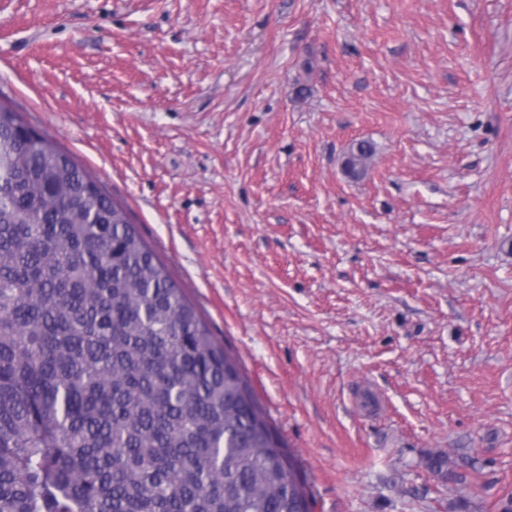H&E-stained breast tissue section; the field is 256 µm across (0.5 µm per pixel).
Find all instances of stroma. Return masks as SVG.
<instances>
[{
  "label": "stroma",
  "instance_id": "stroma-1",
  "mask_svg": "<svg viewBox=\"0 0 512 512\" xmlns=\"http://www.w3.org/2000/svg\"><path fill=\"white\" fill-rule=\"evenodd\" d=\"M0 101L128 208L314 512H501L512 0H0ZM373 153L372 145L367 141H358L353 145L345 159V170L353 178L365 175L367 160Z\"/></svg>",
  "mask_w": 512,
  "mask_h": 512
}]
</instances>
